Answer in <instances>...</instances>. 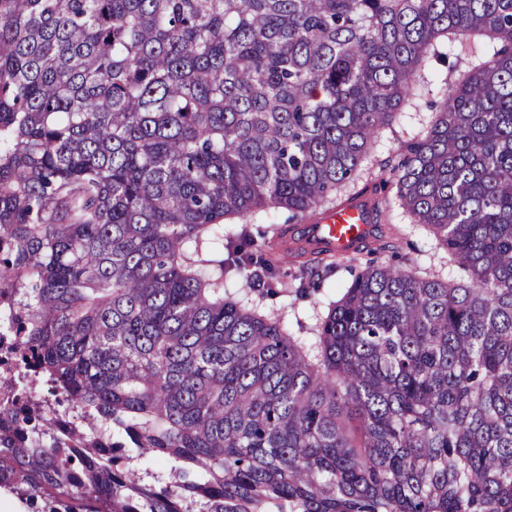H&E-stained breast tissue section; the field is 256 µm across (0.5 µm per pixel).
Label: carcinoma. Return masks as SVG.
Instances as JSON below:
<instances>
[{"instance_id":"obj_1","label":"carcinoma","mask_w":512,"mask_h":512,"mask_svg":"<svg viewBox=\"0 0 512 512\" xmlns=\"http://www.w3.org/2000/svg\"><path fill=\"white\" fill-rule=\"evenodd\" d=\"M441 41L392 174L467 279L367 266L313 354L193 254L356 198ZM1 307L27 512H512V0H0ZM440 50L443 54H447V57L442 55L444 57L440 61L432 59L424 71L425 80L428 81L429 88L432 89L438 88L445 79L448 80V83H453L458 75L457 72H450L452 66L457 62L453 52H450L447 46H442Z\"/></svg>"}]
</instances>
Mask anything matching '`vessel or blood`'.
Wrapping results in <instances>:
<instances>
[{"mask_svg": "<svg viewBox=\"0 0 512 512\" xmlns=\"http://www.w3.org/2000/svg\"><path fill=\"white\" fill-rule=\"evenodd\" d=\"M373 229L366 200L361 197L324 213L314 223L300 225L297 232L307 250L342 256L362 247Z\"/></svg>", "mask_w": 512, "mask_h": 512, "instance_id": "1", "label": "vessel or blood"}]
</instances>
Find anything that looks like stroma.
<instances>
[{"label": "stroma", "instance_id": "1", "mask_svg": "<svg viewBox=\"0 0 512 512\" xmlns=\"http://www.w3.org/2000/svg\"><path fill=\"white\" fill-rule=\"evenodd\" d=\"M431 119L432 113L422 101L415 109L399 114L392 127L384 131L377 149L364 164L361 183L371 184L389 178L387 161L394 158L403 143L421 135ZM392 222L409 245L397 254L389 249L379 251L376 256L378 263L397 261L423 277L436 275L446 279L455 276L457 269L450 264L447 252L437 246L423 225L413 223L398 208L392 212ZM287 225V210L253 213L228 225L224 230L225 245H210L205 248L204 255L231 260L230 243L247 239L261 246L272 241L276 232ZM368 259L367 252L361 251L328 263L313 261L306 267L296 259L280 260L274 266L273 286L267 290L257 286L250 276V268L233 267L224 273V294L265 315L285 317L290 326L300 327L301 337L312 344L317 340L318 327L327 314L329 302L336 300L348 284L352 268L364 266Z\"/></svg>", "mask_w": 512, "mask_h": 512}]
</instances>
